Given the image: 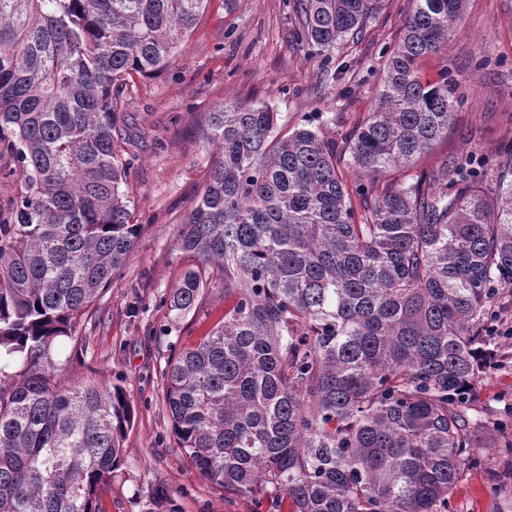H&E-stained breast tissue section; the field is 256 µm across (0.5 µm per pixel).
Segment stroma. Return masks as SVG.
I'll return each mask as SVG.
<instances>
[{
  "label": "stroma",
  "instance_id": "stroma-1",
  "mask_svg": "<svg viewBox=\"0 0 512 512\" xmlns=\"http://www.w3.org/2000/svg\"><path fill=\"white\" fill-rule=\"evenodd\" d=\"M408 0H385L359 44L345 42L329 71L308 54L286 0H205L195 28L159 75L135 77L117 115L122 137L115 150L126 163L121 185L144 229L125 266L88 308L79 344L67 368L121 386L133 420L124 461L100 502L102 512H142L157 485L168 488L176 512H256L254 498L225 495L201 478L174 446L165 405L169 360L195 346L232 306L219 271L206 269V288L194 310L175 317L163 299L189 265L174 248L178 224L204 193L215 155L204 140L210 115L224 100L266 104L282 130L312 124L340 139L364 122L377 104L388 50L401 39ZM489 56L491 64L479 63ZM423 79L447 72L459 105L447 138L416 159L414 170L437 169L463 155L484 167L494 187L499 150L512 141V0H468L450 49L420 60ZM497 364L479 385L481 406L501 424L496 440L512 441V335L500 337ZM479 467L454 489L448 512H512V475L491 480L501 467L499 449L480 448Z\"/></svg>",
  "mask_w": 512,
  "mask_h": 512
}]
</instances>
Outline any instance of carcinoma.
Segmentation results:
<instances>
[{
    "label": "carcinoma",
    "instance_id": "obj_1",
    "mask_svg": "<svg viewBox=\"0 0 512 512\" xmlns=\"http://www.w3.org/2000/svg\"><path fill=\"white\" fill-rule=\"evenodd\" d=\"M384 0H293L324 61ZM467 0H414L384 63L377 107L343 148L283 134L269 106L224 101L217 154L176 249L224 274L222 321L168 362L176 447L197 472L271 512H448L496 420L479 407L499 289L512 287V183L494 194L445 159L356 215L341 156L371 177L448 136L449 46ZM204 0H0V149L23 184L0 219V512H99L131 407L119 386L65 373L87 307L141 225L121 192L116 112L136 73L166 68ZM459 179L448 182L445 177ZM187 270L167 304L191 312ZM143 512H173L157 486Z\"/></svg>",
    "mask_w": 512,
    "mask_h": 512
}]
</instances>
